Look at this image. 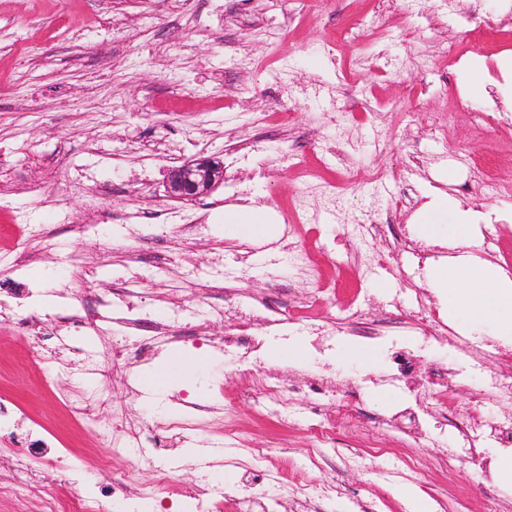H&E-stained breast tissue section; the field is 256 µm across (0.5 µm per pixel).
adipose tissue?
I'll return each instance as SVG.
<instances>
[{
  "mask_svg": "<svg viewBox=\"0 0 512 512\" xmlns=\"http://www.w3.org/2000/svg\"><path fill=\"white\" fill-rule=\"evenodd\" d=\"M430 219L424 226L428 236H436L440 223L447 215H454L458 225L474 229L485 218L484 213L463 208L453 198L434 201ZM224 222L243 240H270L276 234L274 219L267 207L249 204L225 209ZM466 253L445 265L435 266L431 282L441 288L449 304L463 313L474 328H490L495 335H512V279L503 276L495 266L472 254L476 237L463 241ZM206 355L194 354L178 357L174 364L157 366L150 374L148 385L155 390L168 389L181 379L200 375L208 366Z\"/></svg>",
  "mask_w": 512,
  "mask_h": 512,
  "instance_id": "1",
  "label": "adipose tissue"
}]
</instances>
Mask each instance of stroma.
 I'll return each mask as SVG.
<instances>
[{
    "label": "stroma",
    "instance_id": "1",
    "mask_svg": "<svg viewBox=\"0 0 512 512\" xmlns=\"http://www.w3.org/2000/svg\"><path fill=\"white\" fill-rule=\"evenodd\" d=\"M512 0H476L469 18L448 12L447 0H431L427 13L393 9L382 0H0V226L30 214L35 234L0 238V274H19L18 306L0 315V398L15 401L26 417L43 423L51 450H62L87 475L101 464L125 475L130 460L112 445V413L95 421L72 412L80 397L108 396L124 405L131 423L147 410L196 406V430L174 447L155 449L176 468L174 480L155 500V512H181L179 493L198 484L210 442L238 436L233 467H213V483L236 491L224 512H406L405 491L423 495L435 512H512V482L486 478L485 464L500 450L485 438L469 458L452 445L456 424L470 421L481 399L477 368L460 363L462 382L447 412L429 426L446 449L401 433L403 409L433 358L417 353L415 369L400 387L383 386L352 395L353 410L309 390L314 368L366 374L386 370L382 336H417L404 305L406 284L396 273L405 257L392 234L351 229L369 211L379 224L419 226L432 197H461L475 208L504 213L491 259L512 269V196L490 199L460 192L469 165L486 167L512 183V162L498 160L475 137L470 113L461 112L453 142L467 154L459 163L427 130L428 115L447 110L454 92L469 93L473 74L491 84L487 58L512 71V31L489 36V57L453 62L449 40L466 46L485 35V11ZM361 24L358 42L327 55L322 46L337 29ZM432 56L431 67L405 66L412 51ZM324 81L340 103L371 101L373 111L355 122L330 123L325 99L289 100L288 88ZM290 122L278 125V114ZM262 140L264 150L248 147ZM295 149L290 166L281 151ZM224 168V181L195 202L165 192L169 168L201 157ZM380 173L369 185L351 180L350 167ZM45 205H32L30 188ZM64 198L76 223L56 221L48 205ZM268 207L276 224L295 225L298 249L311 263L274 266L264 242L229 234L225 207L250 199ZM183 211L194 221L174 225ZM223 255L222 271L211 262ZM138 267L147 297L143 315L168 317L176 301L191 299L194 313L180 320L167 344L143 356L132 375L122 372L66 374L73 349H109L121 314L117 300ZM287 317L330 322L336 346L314 364L309 339L290 333L268 342L258 367L275 372L294 390L295 414L277 424L248 396L252 377L233 353L212 350L208 340L231 332L242 312L263 307ZM223 309L220 320L210 308ZM362 313L348 323L349 309ZM98 330L82 328L89 312ZM26 323L46 335L44 346L16 355L17 327ZM362 359L347 355L351 347ZM295 357H286L288 349ZM209 354L198 377L168 390L140 389L142 374L172 353ZM336 420V440L353 453L373 451L384 477L348 466L326 451L311 463L312 423ZM280 447L289 471L309 470L334 485L330 499L313 500L281 491L271 502L255 497L259 478L251 467L255 449ZM454 455L427 476L410 459Z\"/></svg>",
    "mask_w": 512,
    "mask_h": 512
}]
</instances>
